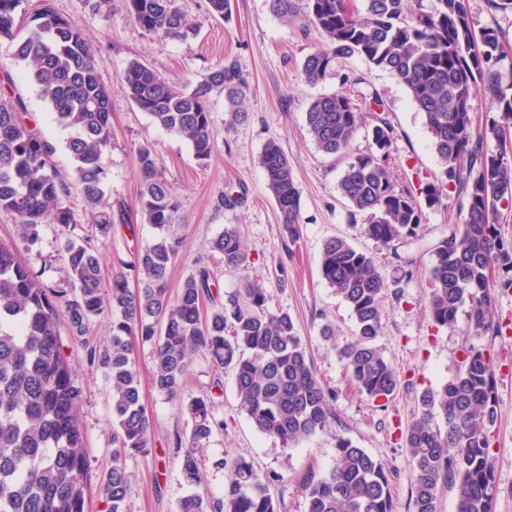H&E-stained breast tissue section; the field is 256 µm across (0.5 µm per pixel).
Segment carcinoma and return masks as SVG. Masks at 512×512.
<instances>
[{"label":"carcinoma","instance_id":"obj_1","mask_svg":"<svg viewBox=\"0 0 512 512\" xmlns=\"http://www.w3.org/2000/svg\"><path fill=\"white\" fill-rule=\"evenodd\" d=\"M127 15L145 32L185 41L196 32L178 0H123ZM469 0H437L432 11L412 8L410 0H365L363 12L349 0H307L303 22L321 34L325 46L303 65L307 82L329 74L336 60L357 56L391 72L425 116L432 145L443 166L442 178L428 182L419 195L399 189L390 178L394 128L385 113L374 114L370 147L350 155L339 189L360 216L365 234L393 246L418 237L423 206L439 207L444 190L454 187L463 224L450 228L433 248L428 311L439 328L455 327L460 308L469 305L475 331L499 333L496 295L512 288V240L500 231L499 205L512 201V78L504 82L505 54L494 26L475 31ZM21 0H0V42L14 47L16 61L54 121L71 131L67 142L73 178L100 237L114 224L131 223L123 202L107 198L105 156L112 147V89L101 79L97 50L75 22L42 0L29 17L27 31L16 24ZM274 15L298 20L295 0H270ZM120 84L131 102L158 127L185 140L199 164L215 149L210 98L224 93L229 124L247 118L248 81L235 62L210 72L194 87L178 85L152 65L130 61ZM10 73L0 74V210L13 213L24 238L39 239L49 223L74 224L64 204L69 184L53 163L56 147L29 125L23 101L9 93ZM485 93L492 107L484 124H474V102ZM308 131L326 155L346 154L363 123L349 97L332 93L315 99L305 113ZM501 144L495 154L484 142ZM261 164L267 188L279 209L282 235L300 238V196L294 169L278 142L268 141ZM140 176V221L154 236L125 264V271L104 283L100 258L88 243L68 240L62 260L74 297L50 293L0 240V512H86L91 476L84 448L76 385L62 353L57 314H69L74 339L88 349L90 364L112 384V469L98 483L108 512H125L131 475L123 458L151 453V424L142 401L134 341L154 346L151 383L169 399L178 397L194 357L201 353L217 370L235 372L240 409L264 435L288 448L335 417L332 393L316 379L295 322L286 311H272L270 296L258 286L218 302L210 290L211 273L201 267L171 294L169 270L179 247L180 203L157 167L151 149L136 156ZM237 267L245 253L237 230L210 243ZM323 279L349 306L354 338L340 350L358 391L386 400L398 381L377 343L382 299L401 292L412 271L388 278L374 259L345 239L323 244ZM112 313V339L101 348L85 338L87 323ZM408 427L405 447L413 463L414 512H438V491H457V512H493L495 472L487 427L498 420L496 380L488 350L474 347L456 375L438 389H426ZM190 430L177 436L184 448L178 466L190 492L178 512H279L270 493L278 475L250 461L224 456L212 466L230 472L224 496L196 491L202 481L198 449L224 429L212 397H194L184 406ZM303 489L306 512H394L390 476L382 463L347 439L336 443V463L311 472Z\"/></svg>","mask_w":512,"mask_h":512}]
</instances>
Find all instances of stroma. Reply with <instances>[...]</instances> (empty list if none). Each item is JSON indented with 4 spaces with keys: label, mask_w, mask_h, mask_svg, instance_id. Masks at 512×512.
I'll list each match as a JSON object with an SVG mask.
<instances>
[{
    "label": "stroma",
    "mask_w": 512,
    "mask_h": 512,
    "mask_svg": "<svg viewBox=\"0 0 512 512\" xmlns=\"http://www.w3.org/2000/svg\"><path fill=\"white\" fill-rule=\"evenodd\" d=\"M178 3L198 25L195 36L184 42L147 34L127 16L121 0H116L108 14L89 10L83 0H53L55 9L95 43L101 77L112 88L106 193L123 201L129 213L137 212L135 159L139 147L148 145L184 218L178 228L182 244L169 272L171 290H178L202 266L210 269L212 293L219 299L248 284H260L270 297V308L292 316L315 376L334 393L336 417L324 431L294 447H281L260 433L240 410L232 370H214L204 356H197L180 398L170 400L151 386V345L138 346L136 361L151 422L152 453L124 461L132 476L125 512H178V501L187 488L174 437L189 431L188 418L179 406L205 394L213 397L224 428L203 449L204 458L209 461L229 454L252 461L262 471L277 473L279 480L271 492L280 503V512H306L303 482L310 471L321 472L334 464L340 438L365 448L382 462L390 474L397 512H414L413 466L404 433L416 417L422 391L452 379L472 346L489 350L497 385L499 417L489 432L497 485L493 512H512V290L497 294L499 335L474 332L464 308L455 328L436 327L426 307L428 275L434 245L447 236L449 225L464 220L456 192L447 190L442 206L425 210L417 239L395 249L383 246L364 233L361 222L351 220L348 203L340 193L348 157L321 152L305 123L310 103L326 94L341 92L359 105L379 100L394 128L392 179L397 187L415 192L442 171L424 115L393 74L358 57L337 61L322 81L307 83L303 62L322 38L313 26L279 20L269 0H230V13L224 19L209 18L207 0ZM469 7L475 28H498L506 53L502 69L511 71L512 12L490 11L487 0H469ZM134 59L150 63L170 81L189 88L224 62H235L250 84L247 121L229 125L223 95L213 94L210 106L217 146L207 164H198L184 140L155 126L121 91L120 75ZM0 71L12 74L13 90L24 101L31 126L55 144L57 168L70 172L71 159L65 149L68 131L54 122L49 106L5 43L0 44ZM272 139L291 159L300 195L302 234L293 245L281 234L280 214L261 164L263 147ZM228 189L245 194L241 207L225 209ZM67 203L76 215V225H46L34 243L19 235L12 213L0 210V239L14 243L45 287L68 293L72 285L61 259L62 249L67 240L92 235L93 228L79 193H71ZM228 225L238 231L246 253L245 262L232 269L225 268L223 256L209 248L210 240ZM151 237L150 226L140 223L117 224L109 237H94L104 273L121 270ZM332 237L344 238L371 254L390 276L395 273L396 255L414 261V276L401 295L389 293L382 301L378 343L398 378V387L388 400L375 402L359 394L339 356L340 348L353 337L354 321L348 305L320 273L322 247ZM326 325L336 331L333 340H324L321 334ZM59 329L64 353L83 389L78 415L90 469L98 479L112 468L111 383L91 366L86 349L73 339L68 316H60Z\"/></svg>",
    "instance_id": "35a3bbf8"
}]
</instances>
